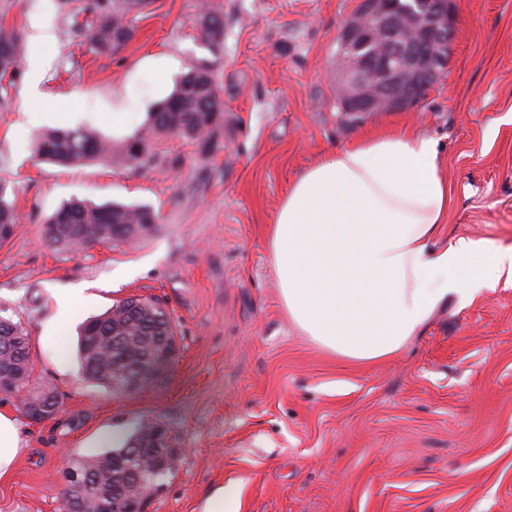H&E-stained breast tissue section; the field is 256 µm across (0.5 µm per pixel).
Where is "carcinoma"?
Here are the masks:
<instances>
[{
	"label": "carcinoma",
	"instance_id": "obj_1",
	"mask_svg": "<svg viewBox=\"0 0 512 512\" xmlns=\"http://www.w3.org/2000/svg\"><path fill=\"white\" fill-rule=\"evenodd\" d=\"M151 5L149 0H87L84 12L91 50L102 56L131 39L138 16ZM199 39L213 51L224 42V17L213 10L198 15ZM25 54L20 33L0 27V77L14 75ZM224 120V102L214 87L206 64L192 67L175 89L150 113L148 123L133 135L116 141L99 129L84 125L50 130L34 139L39 160L70 166L112 158L128 166L140 167L152 160L150 145L159 135H178L204 143ZM19 220L9 186L0 182V246L9 241ZM150 207L125 204L95 205L72 199L61 205L46 221L44 237L52 247L73 249L130 241L157 223ZM79 361L82 374L109 389H122L126 377L152 370L155 351L162 339L175 340L170 315L158 309L144 310L134 301L112 305L103 314L85 321L79 328ZM0 382L4 394L19 401L20 412L28 416L30 407L43 396L60 399L57 386L35 377L31 338L19 320L0 315ZM155 429L169 435L161 420L143 422L121 446L85 459L71 468L87 476L76 491L64 497L66 512H101L103 505L116 500L135 503V497L161 486L174 461L164 463L144 442Z\"/></svg>",
	"mask_w": 512,
	"mask_h": 512
}]
</instances>
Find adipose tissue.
I'll return each mask as SVG.
<instances>
[{
    "label": "adipose tissue",
    "instance_id": "ef3b65f1",
    "mask_svg": "<svg viewBox=\"0 0 512 512\" xmlns=\"http://www.w3.org/2000/svg\"><path fill=\"white\" fill-rule=\"evenodd\" d=\"M449 201L438 141L403 131L351 142L294 179L269 250L298 332L337 357L378 362L438 308L512 278V248L464 237L436 245Z\"/></svg>",
    "mask_w": 512,
    "mask_h": 512
}]
</instances>
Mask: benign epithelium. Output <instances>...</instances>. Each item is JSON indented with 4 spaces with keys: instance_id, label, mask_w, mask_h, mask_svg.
<instances>
[{
    "instance_id": "1",
    "label": "benign epithelium",
    "mask_w": 512,
    "mask_h": 512,
    "mask_svg": "<svg viewBox=\"0 0 512 512\" xmlns=\"http://www.w3.org/2000/svg\"><path fill=\"white\" fill-rule=\"evenodd\" d=\"M361 0L344 23L336 84L345 112L404 109L448 68L455 0Z\"/></svg>"
}]
</instances>
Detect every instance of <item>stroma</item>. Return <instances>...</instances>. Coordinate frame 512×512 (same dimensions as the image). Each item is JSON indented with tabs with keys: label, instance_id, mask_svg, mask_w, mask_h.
Wrapping results in <instances>:
<instances>
[{
	"label": "stroma",
	"instance_id": "35a3bbf8",
	"mask_svg": "<svg viewBox=\"0 0 512 512\" xmlns=\"http://www.w3.org/2000/svg\"><path fill=\"white\" fill-rule=\"evenodd\" d=\"M84 0H0V25L52 41L27 47L0 95V181L19 222L0 247V308L32 339L36 372L63 411L24 425L0 512H61L70 461L163 420L175 466L145 512H204L228 485L237 512H512V281L439 309L384 361L338 358L289 322L268 235L291 182L370 131L433 137L451 202L440 238L512 247V0H456L448 71L402 110L336 108V40L359 0H208L224 46L202 47L199 0H156L112 56L86 41ZM42 61L38 86L29 83ZM208 61L224 100L210 146L155 139L142 167L38 161L35 136L91 124L123 139L191 66ZM146 205L137 240L51 247L45 220L63 202ZM82 303L58 336L59 294ZM154 298L180 347L165 379L134 394L83 378L77 326L118 300Z\"/></svg>",
	"mask_w": 512,
	"mask_h": 512
}]
</instances>
